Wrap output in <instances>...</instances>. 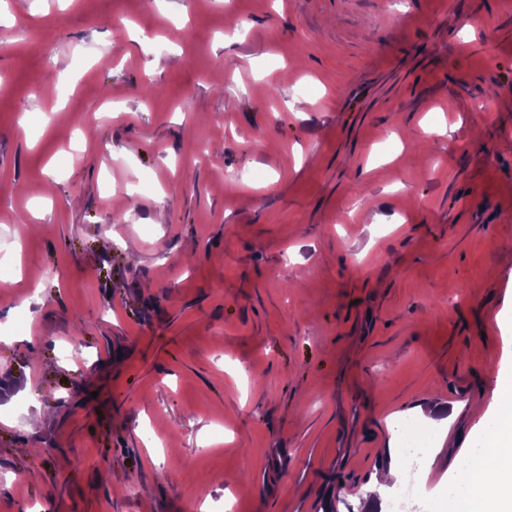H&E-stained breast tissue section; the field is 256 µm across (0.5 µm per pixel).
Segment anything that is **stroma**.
I'll return each instance as SVG.
<instances>
[{
	"instance_id": "35a3bbf8",
	"label": "stroma",
	"mask_w": 512,
	"mask_h": 512,
	"mask_svg": "<svg viewBox=\"0 0 512 512\" xmlns=\"http://www.w3.org/2000/svg\"><path fill=\"white\" fill-rule=\"evenodd\" d=\"M6 266L0 512H347L408 418L436 494L512 380V0H0Z\"/></svg>"
}]
</instances>
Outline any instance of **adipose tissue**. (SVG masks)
Masks as SVG:
<instances>
[{
  "mask_svg": "<svg viewBox=\"0 0 512 512\" xmlns=\"http://www.w3.org/2000/svg\"><path fill=\"white\" fill-rule=\"evenodd\" d=\"M471 472L475 512H512V448L474 457Z\"/></svg>",
  "mask_w": 512,
  "mask_h": 512,
  "instance_id": "ef3b65f1",
  "label": "adipose tissue"
}]
</instances>
